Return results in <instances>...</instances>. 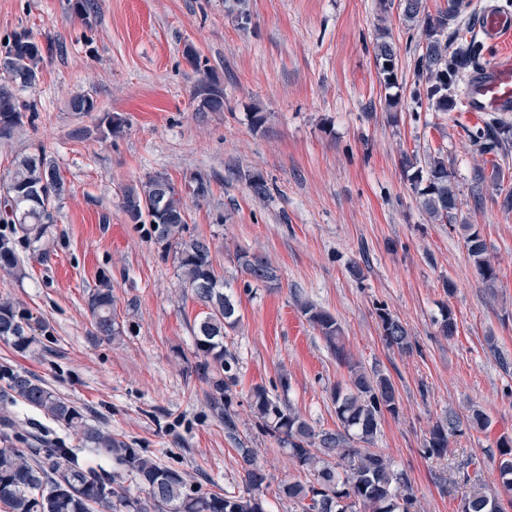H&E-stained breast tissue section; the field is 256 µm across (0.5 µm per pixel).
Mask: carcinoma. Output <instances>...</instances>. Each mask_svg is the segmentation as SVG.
<instances>
[{
	"mask_svg": "<svg viewBox=\"0 0 512 512\" xmlns=\"http://www.w3.org/2000/svg\"><path fill=\"white\" fill-rule=\"evenodd\" d=\"M423 0H402V14L409 26L419 29L414 60L417 73L425 79L424 91L436 112L454 110L461 100L462 85L477 66L481 48L476 38L453 31L443 38L449 22L455 20L461 0H446L436 15L424 13ZM25 32L7 37L0 43V139L10 136L27 112H36L35 104L19 96L33 91L43 71V50L25 48ZM379 75L386 88L398 85L397 52L392 42L381 35L374 47ZM99 127L102 137H118L125 121L110 116ZM485 155H498L512 145V123L491 120L471 134ZM407 180L417 194L419 204L430 218L451 223L458 209V196L448 157L439 151L428 156L424 165L403 158ZM172 182L163 173L146 176L122 192L121 209L137 224H152L150 235L161 245L163 254H172L185 287L209 309L196 324L194 347L197 363L194 371L209 387V404L215 417L224 423V434L240 441L239 413L235 408L239 358L225 344L229 331L239 323L237 305L226 293L228 283L214 263L211 242L204 237L185 236L187 219L182 198L160 209ZM251 195L259 200L269 194L267 181L260 175L247 178ZM62 193V181L56 163L44 152L22 157L6 180L0 183V223L9 234L0 233V271L12 273L20 261L15 240L38 239L54 223L52 209ZM466 247L475 269L488 287H494L497 273L487 255L481 235L472 231ZM244 282H260L270 288L279 285L277 268L259 253H236ZM114 297L109 280L103 279L88 297L96 334L112 337L119 333L112 307ZM301 313L316 327L336 359L349 373L348 387L336 386L331 394L337 429L317 431L298 412L263 385L253 387L249 408L258 427L274 438L279 447L312 479L279 486V494L299 512H412L413 487L408 474L396 471L389 458L373 448L382 418L399 415L400 402L391 378L378 371H367L345 350L343 329L328 312L310 302L300 304ZM385 345L410 355L417 344L406 324L384 308L377 309ZM28 319L9 302L0 303V340L17 349L29 343ZM5 397L42 410L55 421L74 430L84 447L97 456L116 458L147 490V500L131 501L125 489L114 485L112 476L80 465L74 449L63 442L47 448H19L18 432L9 416H0V504L7 512H112L130 507L135 512H268L263 489L269 486L267 473L256 464L250 448L238 454L243 470V490H206L187 479L177 468L157 463L140 448H130L112 437V432L88 423L82 412L56 396L41 379L27 372L6 370ZM488 418L477 406L466 418L450 411L431 426L423 443L428 458L448 456L449 438L462 428L484 429ZM499 470L503 486L512 490V438L497 443ZM461 512H505L495 493L480 489L464 499Z\"/></svg>",
	"mask_w": 512,
	"mask_h": 512,
	"instance_id": "obj_1",
	"label": "carcinoma"
}]
</instances>
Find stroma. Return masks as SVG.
<instances>
[{"mask_svg":"<svg viewBox=\"0 0 512 512\" xmlns=\"http://www.w3.org/2000/svg\"><path fill=\"white\" fill-rule=\"evenodd\" d=\"M74 3L0 0V40L26 31L47 50L36 112L0 142V180L17 157L42 150L64 182L46 236L16 243L21 274L0 272V302L28 318L33 338L22 353L0 342V369L34 374L89 423L206 487L242 490L235 446L244 443L270 477V512H293L278 487L308 475L256 427L248 398L254 386L271 390L287 377L292 407L315 429H336L331 392L348 371L298 309L308 301L338 320L355 361L391 377L400 413L384 416L374 446L411 478L417 512H460L468 489L452 478L472 456L479 483L499 490L496 442L512 438V212L501 206L512 193V147L499 160L504 180L475 188L483 157L467 136L469 121L413 99L419 32L403 20L399 0H249L244 28L224 0H97L86 19ZM382 33L398 54L394 111L375 65ZM188 44L223 86V111L197 112L199 76L182 56ZM80 95L96 111H70L68 100ZM255 104L269 115L261 131L247 119ZM104 113L125 120L122 135L96 133ZM78 129L88 137L75 138ZM438 151L458 192L449 224L429 219L403 176L404 156ZM228 166L262 173L269 197L253 199L244 178L225 183ZM156 172L181 191L188 233L211 241L238 302L241 321L227 338L240 360L236 441L192 371L193 330L205 307L149 225L128 223L120 208L123 188ZM198 174L209 182L203 198L189 188ZM467 224L487 244L494 287L467 252ZM241 249L269 257L278 287L245 286ZM104 276L122 331L111 340L97 335L87 308ZM448 279L455 294L444 291ZM381 306L406 324L413 354L385 346ZM447 309L457 320L450 338L439 328ZM474 404L488 427L451 438L447 458L425 457L436 419L449 410L466 415ZM8 410L24 434L65 442L130 499H146L130 472L80 447L71 429L20 403ZM442 478L450 481L444 491Z\"/></svg>","mask_w":512,"mask_h":512,"instance_id":"stroma-1","label":"stroma"}]
</instances>
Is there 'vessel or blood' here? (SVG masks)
Masks as SVG:
<instances>
[{
  "mask_svg": "<svg viewBox=\"0 0 512 512\" xmlns=\"http://www.w3.org/2000/svg\"><path fill=\"white\" fill-rule=\"evenodd\" d=\"M479 28L496 51L470 73L463 95L464 110L473 116L512 112V52L499 48L504 38L512 36V12L485 10L479 17Z\"/></svg>",
  "mask_w": 512,
  "mask_h": 512,
  "instance_id": "1",
  "label": "vessel or blood"
}]
</instances>
